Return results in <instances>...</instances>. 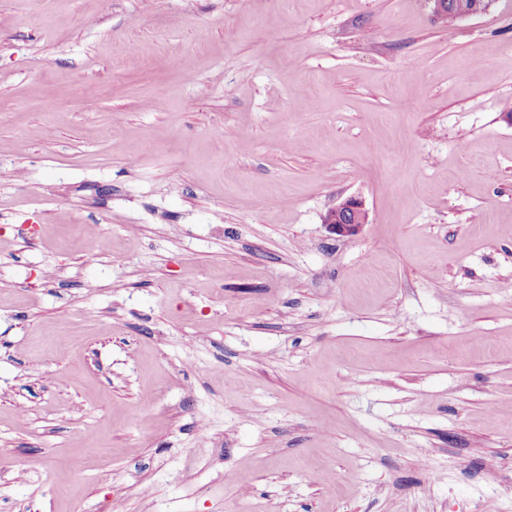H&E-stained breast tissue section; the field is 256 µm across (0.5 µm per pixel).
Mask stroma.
<instances>
[{
	"label": "stroma",
	"mask_w": 512,
	"mask_h": 512,
	"mask_svg": "<svg viewBox=\"0 0 512 512\" xmlns=\"http://www.w3.org/2000/svg\"><path fill=\"white\" fill-rule=\"evenodd\" d=\"M116 501L512 512V0H0V512ZM330 213L332 215L330 216ZM336 215L344 220L336 219ZM368 214L362 199L349 196L333 208L326 217L327 226L340 236H354L367 223Z\"/></svg>",
	"instance_id": "1"
}]
</instances>
